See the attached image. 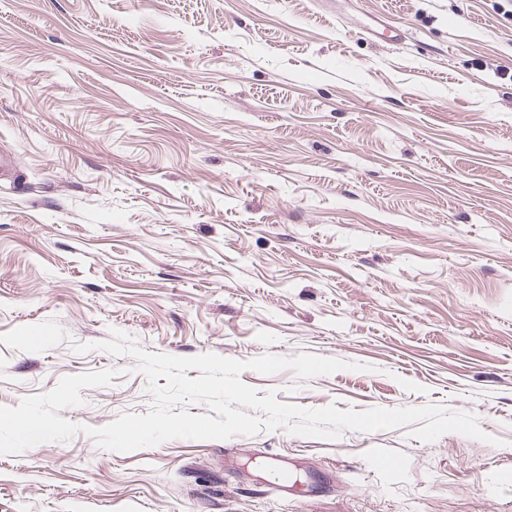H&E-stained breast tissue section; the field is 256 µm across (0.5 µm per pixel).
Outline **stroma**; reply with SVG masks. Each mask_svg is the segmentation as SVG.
<instances>
[{"label": "stroma", "instance_id": "obj_1", "mask_svg": "<svg viewBox=\"0 0 512 512\" xmlns=\"http://www.w3.org/2000/svg\"><path fill=\"white\" fill-rule=\"evenodd\" d=\"M0 148V406L113 369L61 417L147 413L135 359L96 347L117 329L335 357L241 379L502 440L79 432L0 455V512H512V0H0ZM271 457L322 491H274Z\"/></svg>", "mask_w": 512, "mask_h": 512}]
</instances>
